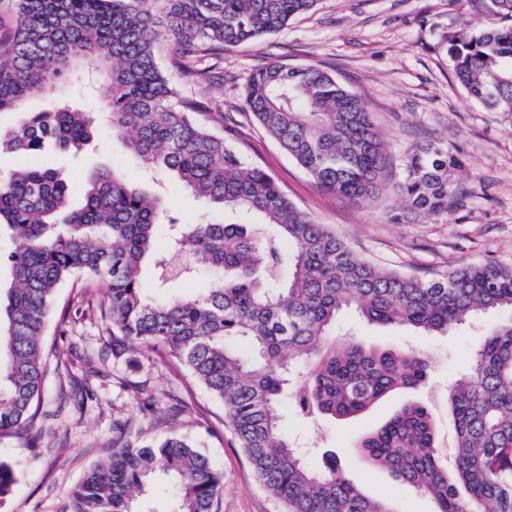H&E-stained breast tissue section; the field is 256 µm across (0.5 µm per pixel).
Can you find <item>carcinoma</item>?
I'll return each mask as SVG.
<instances>
[{
  "instance_id": "obj_1",
  "label": "carcinoma",
  "mask_w": 512,
  "mask_h": 512,
  "mask_svg": "<svg viewBox=\"0 0 512 512\" xmlns=\"http://www.w3.org/2000/svg\"><path fill=\"white\" fill-rule=\"evenodd\" d=\"M319 0H14L15 26L0 43V113L19 112L0 131V156L25 162L0 175V226L14 232L11 282L0 293V436L29 426L43 394V336L63 283L103 282L101 317L112 345L161 351L224 403L256 479L285 512H392L343 474L336 456L313 470L280 408L301 418L348 420L428 379L426 362L400 349L336 340L354 308L369 325L446 335L497 309L512 310V265L469 263L429 279L384 269L316 223L264 170L211 131L210 102L182 95L158 65L170 41L182 79L224 48L271 35ZM494 21L448 36V56L470 97L512 112V0H476ZM76 74L95 91L126 147L155 171L228 213L257 222L182 225L159 251L156 229L176 224L167 201L114 168L96 172L81 205L68 183L33 157L47 143L79 152L95 135L91 112L56 98ZM52 96L40 112L23 111ZM244 105L321 189L356 201L379 190L386 145L362 101L316 66L277 62L250 77ZM466 163L444 142L426 141L403 162L397 223L446 220L463 206ZM152 259L171 278L202 271L208 287L190 298L155 300L141 283ZM454 463L443 465L428 409L404 404L357 443L395 481L428 495L434 512H512V322L475 348L467 373L448 389ZM173 478V512H212L223 476L185 436L153 445L124 436L74 491L70 512H136L155 477ZM16 470L0 460V501Z\"/></svg>"
}]
</instances>
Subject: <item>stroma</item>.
I'll return each instance as SVG.
<instances>
[{
	"label": "stroma",
	"mask_w": 512,
	"mask_h": 512,
	"mask_svg": "<svg viewBox=\"0 0 512 512\" xmlns=\"http://www.w3.org/2000/svg\"><path fill=\"white\" fill-rule=\"evenodd\" d=\"M488 22L475 0H319L313 11L280 32L225 49L209 80L181 85L180 91L220 105L210 122L213 131L362 258L424 278L478 261L512 264V113L486 110L468 96L453 73L445 42L461 27L479 29ZM272 62L321 65L362 99L387 144L388 164L377 195L351 203L319 189L254 121L244 106L245 87L254 71ZM96 124L94 143L80 153L41 154L69 182L73 200L81 199L90 173L122 165L165 198L181 219L203 213L209 221L223 222V210L166 176L150 175L110 121L100 117ZM428 140L446 141L464 155L468 198L447 220L393 223L391 211L399 204L394 185L403 159ZM105 292L100 282L59 291L46 343L63 356L49 360L35 426L0 438V459L17 469L0 512H69L83 475L111 455L119 423L129 424L146 443L173 433L195 440L224 476L214 512H283L237 447L222 403L165 354H113L112 328L99 317ZM509 320L511 311L495 310L448 335L425 336L409 328L370 326L354 311H343L339 332L368 345L414 352L427 361L429 382L346 421L308 422L283 405L284 422L303 448L306 464L321 468L324 455L335 453L346 478L388 501L394 512H433L426 495L393 482L352 449L402 404L418 401L429 408L442 459L452 465L455 427L448 388L467 370L487 332ZM167 393L176 394L186 412L171 418L148 410L149 397Z\"/></svg>",
	"instance_id": "obj_1"
}]
</instances>
